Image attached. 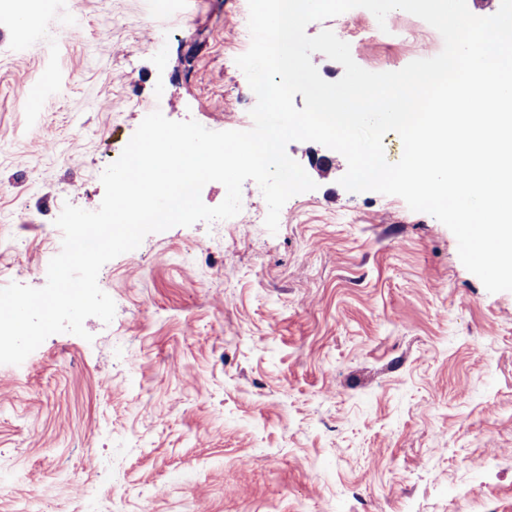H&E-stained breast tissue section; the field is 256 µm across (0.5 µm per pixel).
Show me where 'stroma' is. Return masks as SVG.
<instances>
[{"label":"stroma","mask_w":512,"mask_h":512,"mask_svg":"<svg viewBox=\"0 0 512 512\" xmlns=\"http://www.w3.org/2000/svg\"><path fill=\"white\" fill-rule=\"evenodd\" d=\"M248 15V0H51L26 42L0 28L13 282L46 284L56 218L99 208L103 171L153 108L252 128L235 63ZM326 29L371 72L444 47L399 9L306 33ZM286 152L316 188L277 232L245 181L232 222L148 234L101 268L111 323L0 365V512H512V291L488 292L436 218L345 190L340 153Z\"/></svg>","instance_id":"stroma-1"}]
</instances>
